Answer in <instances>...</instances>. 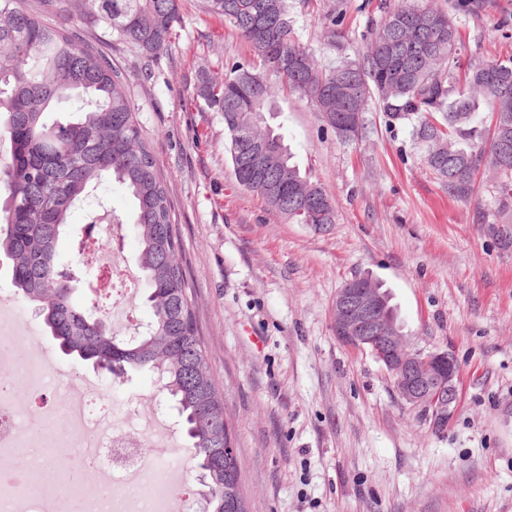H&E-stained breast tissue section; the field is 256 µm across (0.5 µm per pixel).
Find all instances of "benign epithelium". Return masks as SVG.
<instances>
[{"mask_svg":"<svg viewBox=\"0 0 512 512\" xmlns=\"http://www.w3.org/2000/svg\"><path fill=\"white\" fill-rule=\"evenodd\" d=\"M380 299L362 279L347 282L333 306V328L345 344L371 347V354L394 378L400 397L413 408L429 404L442 413H453L457 400V370L446 352L407 350L405 336L385 326Z\"/></svg>","mask_w":512,"mask_h":512,"instance_id":"benign-epithelium-1","label":"benign epithelium"}]
</instances>
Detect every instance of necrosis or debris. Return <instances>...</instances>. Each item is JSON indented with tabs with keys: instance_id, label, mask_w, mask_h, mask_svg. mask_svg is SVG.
<instances>
[{
	"instance_id": "1",
	"label": "necrosis or debris",
	"mask_w": 512,
	"mask_h": 512,
	"mask_svg": "<svg viewBox=\"0 0 512 512\" xmlns=\"http://www.w3.org/2000/svg\"><path fill=\"white\" fill-rule=\"evenodd\" d=\"M110 226L93 219L82 236V256L93 261L107 288L125 287L129 269L119 255H106L102 240ZM13 300L0 301V512H67L81 497L84 512H191L183 479L191 463L143 458L121 463L118 448H142L158 441V416L142 417L130 403L113 399L99 381L61 372L44 348L11 353L14 336H35ZM64 449L85 480L105 476L90 491L61 479L51 494L39 490L51 449Z\"/></svg>"
}]
</instances>
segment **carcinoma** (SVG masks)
<instances>
[{"instance_id":"1","label":"carcinoma","mask_w":512,"mask_h":512,"mask_svg":"<svg viewBox=\"0 0 512 512\" xmlns=\"http://www.w3.org/2000/svg\"><path fill=\"white\" fill-rule=\"evenodd\" d=\"M54 0L29 10L20 0H0V137L9 140L11 163L0 168V255L11 262L12 286L34 305L49 336L67 356L96 369L125 375L149 369L182 419L196 449L206 512H247L237 455L225 451L234 440L224 417V400L197 333L195 304L178 261L181 241L171 222L167 188L123 89L122 74L79 32L47 17ZM207 10L249 45L257 63L231 67L221 83L199 76L196 96L224 113L234 176L271 209L299 224H322L323 210L335 211L324 187L291 163L280 135L266 123L276 90L310 98L336 134L354 140L363 123L336 125L346 81L359 87L360 111L376 99L392 122L411 128L427 166L448 194L468 197L482 169L499 176L498 201L512 204V61L492 60L458 72L457 31L449 14L433 0L416 7L389 8L371 26V42L357 59L320 65L300 43L292 24L291 0H206ZM83 24L105 25L110 36L153 57L176 36L179 0H74ZM308 60L307 69L271 70L269 55ZM464 83L468 91L457 89ZM62 102L73 105L66 120L49 119ZM493 119L488 135L475 126L477 113ZM267 141L264 157L245 153L246 126ZM119 185L133 203L139 267L148 289L152 318L133 336H120L97 316L98 275L84 271L88 302L73 304V279L62 270L77 257L61 248L73 231L70 217L91 204L103 186Z\"/></svg>"}]
</instances>
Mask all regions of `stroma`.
<instances>
[{
  "label": "stroma",
  "mask_w": 512,
  "mask_h": 512,
  "mask_svg": "<svg viewBox=\"0 0 512 512\" xmlns=\"http://www.w3.org/2000/svg\"><path fill=\"white\" fill-rule=\"evenodd\" d=\"M379 2L293 0L294 27L320 63L352 60L382 18ZM478 3L453 17L464 69L512 59V0ZM334 9L344 19L331 43ZM180 14L176 38L153 58L102 29L84 35L121 71L167 186L249 512H512V208L499 207L494 175L480 172L469 197L449 196L410 128L377 102L351 142L309 99L284 92L269 122L328 191L336 221L281 216L237 183L224 117L194 95L200 71L223 80L250 49L204 0H181ZM104 204L120 219L112 249L137 269L129 197L115 186ZM356 277L387 289L411 349L455 357L458 400L443 430L369 352L337 338L334 300ZM103 382L167 418L168 446L143 448L146 459L194 455L155 374Z\"/></svg>",
  "instance_id": "1"
}]
</instances>
